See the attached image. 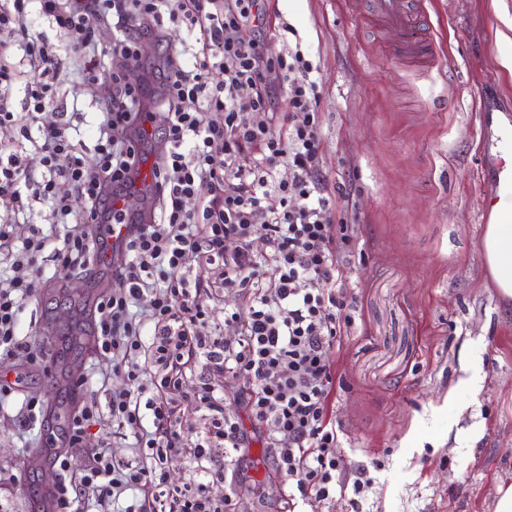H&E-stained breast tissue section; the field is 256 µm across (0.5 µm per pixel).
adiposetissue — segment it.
I'll return each mask as SVG.
<instances>
[{"label":"adipose tissue","mask_w":512,"mask_h":512,"mask_svg":"<svg viewBox=\"0 0 512 512\" xmlns=\"http://www.w3.org/2000/svg\"><path fill=\"white\" fill-rule=\"evenodd\" d=\"M504 140L498 198L490 204V221L485 226L481 249L502 301L512 306V131L505 132Z\"/></svg>","instance_id":"1"}]
</instances>
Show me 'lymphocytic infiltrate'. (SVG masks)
Instances as JSON below:
<instances>
[{
    "mask_svg": "<svg viewBox=\"0 0 512 512\" xmlns=\"http://www.w3.org/2000/svg\"><path fill=\"white\" fill-rule=\"evenodd\" d=\"M36 16L65 39L83 82L96 80L104 58L120 62L92 149L75 141V115L58 92L59 49L31 35ZM104 26L113 32L107 47L97 39ZM148 43L163 58L146 84L130 83L124 68L140 63ZM19 53L31 67L26 113L17 115L0 91V127L32 143L39 165L0 147V205L10 214L0 223V366L20 355L40 363L22 315L46 281L41 255L51 252L57 271L84 275L103 251L99 236L64 233L68 221L130 227L112 269L120 286L100 298L94 316L96 353L121 386L102 406L81 380L82 401L54 464L57 512H228L255 435L272 453L290 512L339 489L361 495L368 482L348 476L330 413L332 355L353 325L343 291L350 227L337 223L324 175L314 66L302 50H274L264 0H0V84L16 79ZM216 71L223 81L213 82ZM149 107L156 190L142 224L118 202L135 185L145 141L137 123ZM46 111L52 121H43ZM245 112L253 122L241 121ZM61 180L69 194H58ZM38 202L62 230L59 241L37 224ZM217 300L220 329L212 325ZM227 326L233 337H224ZM24 379H0V409L22 398L23 436L47 410L23 391ZM182 401L200 414L197 439L185 435ZM230 401L237 412L227 411ZM106 415L130 439V459L88 445L90 427ZM217 448L223 460H215ZM74 452L87 460L77 478L68 474ZM186 463L198 480L171 486L170 468Z\"/></svg>",
    "mask_w": 512,
    "mask_h": 512,
    "instance_id": "obj_1",
    "label": "lymphocytic infiltrate"
}]
</instances>
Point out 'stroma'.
Wrapping results in <instances>:
<instances>
[{
    "label": "stroma",
    "mask_w": 512,
    "mask_h": 512,
    "mask_svg": "<svg viewBox=\"0 0 512 512\" xmlns=\"http://www.w3.org/2000/svg\"><path fill=\"white\" fill-rule=\"evenodd\" d=\"M281 33L301 45L322 88L323 167L336 221L354 227L346 254L354 324L334 353L336 450L348 472L365 469L360 499L339 494L313 512H493L496 486L512 481V312L484 268L485 201L498 179L503 123L512 124V42L499 39L512 0H432L439 46L425 72L389 57L387 36L366 21V0H269ZM63 91L78 98L86 147L108 68ZM90 283L23 314L42 355L71 350L64 324L90 313ZM12 415H0V470L21 475L10 512L40 482ZM282 480L254 441L235 512H282Z\"/></svg>",
    "instance_id": "35a3bbf8"
}]
</instances>
